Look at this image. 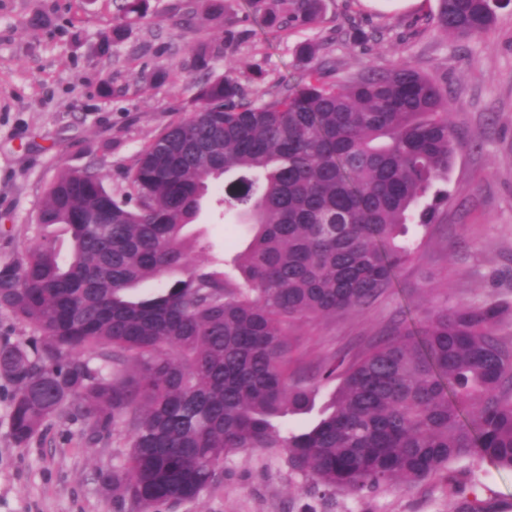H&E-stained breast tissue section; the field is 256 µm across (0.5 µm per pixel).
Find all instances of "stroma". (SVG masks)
Here are the masks:
<instances>
[{
  "label": "stroma",
  "mask_w": 512,
  "mask_h": 512,
  "mask_svg": "<svg viewBox=\"0 0 512 512\" xmlns=\"http://www.w3.org/2000/svg\"><path fill=\"white\" fill-rule=\"evenodd\" d=\"M147 4L146 16L104 54L115 0H0V263L21 258L44 236L70 261L65 227L37 222L46 187L62 168L93 164L112 193L124 192L141 147L192 110L204 73L194 53L208 43L218 50L208 71L233 77L253 99L300 83L312 66L341 81L408 61L447 85L459 136L448 197L436 224L406 226L403 239L417 257L394 287L363 312L290 328L293 367L315 395L312 409L284 418L285 427L320 418L336 384L316 380V367L332 354L355 358L389 327L420 325L436 306H512V4L497 10L487 34L470 39L430 23L437 0H324L317 22L295 30L263 25L260 0H226L218 24L208 19L206 0ZM358 30L365 42L354 40ZM303 41L320 47L313 65L296 58ZM108 140L111 153L88 154ZM191 230L198 236L191 257L203 266L231 262L249 241L243 226L208 207ZM14 391L0 377V512H133L108 498L99 480L124 454L122 443L89 442L81 422L54 418L17 444ZM471 500L487 512H512V471L468 457L411 485L326 494L283 452L258 449L230 456L220 486L178 512H459Z\"/></svg>",
  "instance_id": "35a3bbf8"
}]
</instances>
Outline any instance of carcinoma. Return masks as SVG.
Here are the masks:
<instances>
[{
    "label": "carcinoma",
    "instance_id": "1",
    "mask_svg": "<svg viewBox=\"0 0 512 512\" xmlns=\"http://www.w3.org/2000/svg\"><path fill=\"white\" fill-rule=\"evenodd\" d=\"M502 0H438L432 21L482 35ZM322 0H270L264 24L307 28ZM143 17L125 0L102 51ZM458 146L447 88L406 62L342 82L311 68L301 83L250 101L231 77L207 75L196 105L140 150L117 196L93 167L63 168L40 224L65 225L72 258L43 239L0 265V311L31 330L0 345L15 386L11 437L23 444L54 416L85 422L129 449L100 474L136 512L170 510L221 483L224 461L280 448L329 492L413 484L471 456L512 470V346L507 307L444 306L421 330L397 327L354 361L317 368L340 379L322 418L291 370L288 326L361 312L414 256L401 229L426 226ZM236 175L217 203L249 226L239 278L193 264L183 235L210 183ZM168 279L157 292L133 287Z\"/></svg>",
    "mask_w": 512,
    "mask_h": 512
}]
</instances>
